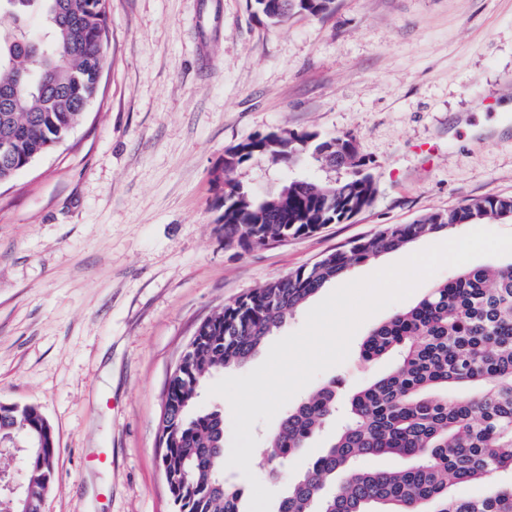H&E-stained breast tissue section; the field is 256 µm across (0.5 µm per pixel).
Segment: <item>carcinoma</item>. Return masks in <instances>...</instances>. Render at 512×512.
<instances>
[{
    "mask_svg": "<svg viewBox=\"0 0 512 512\" xmlns=\"http://www.w3.org/2000/svg\"><path fill=\"white\" fill-rule=\"evenodd\" d=\"M335 0H247L260 22L280 26L295 14L326 16ZM43 19L41 32L30 18ZM0 89L17 90L13 109L0 107V183L25 162L54 147L80 122L79 105L97 96L107 62L108 0H0ZM351 135L322 138L309 131L269 132L228 148L224 210L217 218L224 243L244 251L310 235L358 213L376 193L361 173L370 163ZM263 154L287 170L332 156L348 159L343 180L294 179L273 195L244 189L234 172ZM512 219V197L488 196L411 224H390L272 280L206 317L196 328L179 376L166 387L173 414L160 457L173 477L175 512H245L243 491L224 479V412L199 409L197 398L216 371L241 367L283 322L351 267L413 241L459 227ZM361 357L393 358L389 372L354 392L349 419L326 451L312 459L278 501L276 512H512V261L465 267L393 314L365 339ZM338 382L310 393L268 437L269 472L301 453L336 414ZM51 428L39 407L15 413L0 407V432ZM393 456L399 464L367 470L359 462ZM24 478L40 496L54 472L45 460L24 462ZM488 483L479 498L448 495V486Z\"/></svg>",
    "mask_w": 512,
    "mask_h": 512,
    "instance_id": "1",
    "label": "carcinoma"
}]
</instances>
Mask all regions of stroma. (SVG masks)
Instances as JSON below:
<instances>
[{"label": "stroma", "instance_id": "35a3bbf8", "mask_svg": "<svg viewBox=\"0 0 512 512\" xmlns=\"http://www.w3.org/2000/svg\"><path fill=\"white\" fill-rule=\"evenodd\" d=\"M100 91L60 144L0 184V402L38 405L55 429L43 512H173L157 428L170 371L199 323L239 296L389 224L512 196V0H336L279 27L246 0H108ZM277 129L353 134L377 194L361 213L248 252L216 230L224 153ZM265 156L235 179L276 193L292 176ZM347 359L318 374L342 397L388 372ZM339 428L331 423L276 495Z\"/></svg>", "mask_w": 512, "mask_h": 512}]
</instances>
